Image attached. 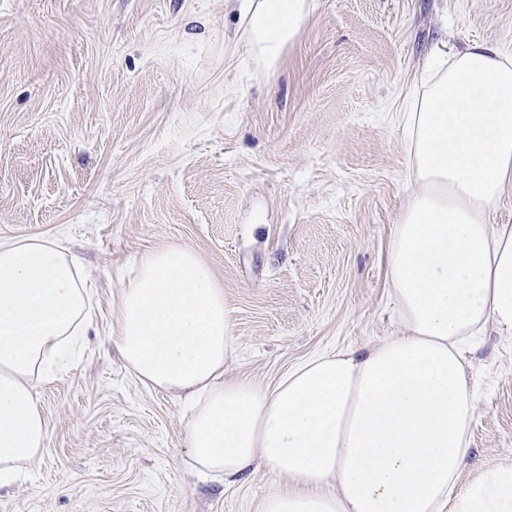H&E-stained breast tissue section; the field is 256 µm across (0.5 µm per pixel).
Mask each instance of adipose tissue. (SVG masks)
<instances>
[{"instance_id":"ef3b65f1","label":"adipose tissue","mask_w":512,"mask_h":512,"mask_svg":"<svg viewBox=\"0 0 512 512\" xmlns=\"http://www.w3.org/2000/svg\"><path fill=\"white\" fill-rule=\"evenodd\" d=\"M245 59L274 70L310 0H233ZM415 183L388 255L394 334L322 353L270 386L225 381L236 350L224 290L186 247L142 256L110 340L145 385L187 392L192 466L232 484L246 470L288 487L259 512H512V461L461 483L477 416L469 369L482 336L512 337V55L436 46L403 115ZM90 323L76 260L55 238L0 241V488L43 451L36 383Z\"/></svg>"}]
</instances>
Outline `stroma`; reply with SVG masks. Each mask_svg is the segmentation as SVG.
<instances>
[{
  "label": "stroma",
  "mask_w": 512,
  "mask_h": 512,
  "mask_svg": "<svg viewBox=\"0 0 512 512\" xmlns=\"http://www.w3.org/2000/svg\"><path fill=\"white\" fill-rule=\"evenodd\" d=\"M226 0H0V239L78 254L82 356L39 385L47 446L0 512H257L288 479L186 465L179 392L110 342L138 259L191 248L224 289V378L288 367L388 330V251L410 186L401 114L440 41L512 52V0H314L273 71L227 66ZM470 481L512 459V338L487 336Z\"/></svg>",
  "instance_id": "obj_1"
}]
</instances>
